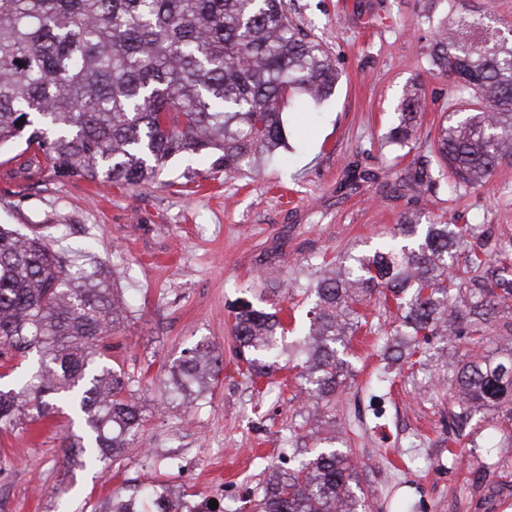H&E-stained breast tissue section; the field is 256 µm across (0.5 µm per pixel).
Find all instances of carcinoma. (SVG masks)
<instances>
[{
	"mask_svg": "<svg viewBox=\"0 0 512 512\" xmlns=\"http://www.w3.org/2000/svg\"><path fill=\"white\" fill-rule=\"evenodd\" d=\"M440 14L423 46L428 72L454 76L470 108L440 123L431 152L454 188L482 185L512 159V40L467 0H424ZM339 74L323 44L288 20L284 0H0V149L25 144L17 174L38 169L117 186L153 183L171 157L216 153L224 169L251 164L283 139L282 109L296 94L318 101ZM423 110L403 98L390 142L407 147ZM24 123H19L20 119ZM427 155L401 177L417 198L438 189ZM512 239L487 249L477 227L403 218L370 253L340 262L317 258L313 298L293 349L307 401L336 404L349 374V339L362 327L403 354L419 336H464L476 354L450 363L456 393L448 422L478 411L491 430L512 427V347L490 348L491 331L512 335ZM393 302L399 329L386 334L357 306ZM124 309L95 268L64 267L45 237L0 226V360L34 356L32 370L0 388V427L50 416L60 404L85 415L67 438L81 465L103 467L142 426L134 390L101 365V349ZM233 333L249 371L269 375L284 354L278 311L242 306ZM189 380L213 378L220 361L191 352ZM347 432L314 438L313 448L273 468L257 512H359L364 492Z\"/></svg>",
	"mask_w": 512,
	"mask_h": 512,
	"instance_id": "obj_1",
	"label": "carcinoma"
}]
</instances>
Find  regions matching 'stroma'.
<instances>
[{"label": "stroma", "instance_id": "1", "mask_svg": "<svg viewBox=\"0 0 512 512\" xmlns=\"http://www.w3.org/2000/svg\"><path fill=\"white\" fill-rule=\"evenodd\" d=\"M422 0H287L288 17L322 41L339 80L318 106L296 100L282 118L287 148L235 170L214 156L170 158L157 184L116 188L45 171L9 176L0 152V224L48 235L64 265L88 245L125 308L105 364L129 378L143 430L111 467L69 459V410L0 429V512H110L112 494L166 486L177 498L223 492L226 512H255L271 465L292 454V429L311 412L291 363L248 373L235 354L243 304L301 322L312 259L373 249L404 215L419 223L480 224L512 237V163L481 187L440 186L416 199L397 185L407 165L387 140L406 90L426 100L415 151L427 153L442 115L458 108L453 80L427 72ZM197 348L222 371L191 396L173 372ZM350 374L335 418L349 432L368 512H505L512 505V441L486 453L487 424L448 425L452 374L412 358L387 366L376 335L350 341ZM475 447H466V440Z\"/></svg>", "mask_w": 512, "mask_h": 512}]
</instances>
